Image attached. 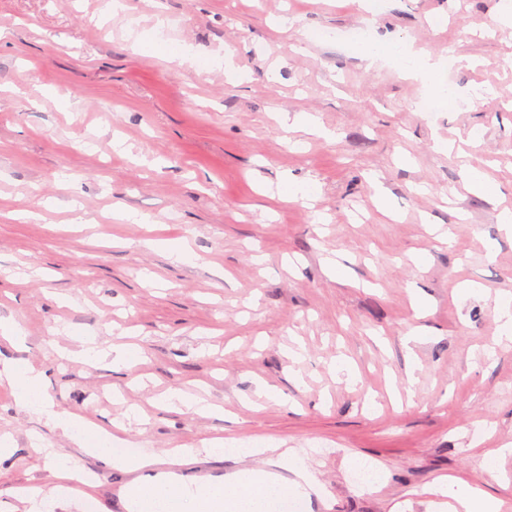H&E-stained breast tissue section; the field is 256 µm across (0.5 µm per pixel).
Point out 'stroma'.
Segmentation results:
<instances>
[{
    "label": "stroma",
    "mask_w": 512,
    "mask_h": 512,
    "mask_svg": "<svg viewBox=\"0 0 512 512\" xmlns=\"http://www.w3.org/2000/svg\"><path fill=\"white\" fill-rule=\"evenodd\" d=\"M104 8L0 0V318L27 330L23 346L0 340V363L40 369L57 411L105 428L141 415L122 440L162 460L211 436L270 445L199 454L179 465L187 476L304 451L319 490L301 512H444L424 489L445 475L512 512V453L495 473L482 466L484 453L512 445V343L496 342V298L512 294V235L499 222L512 210V28L500 0ZM362 28L447 59L459 103L428 115L418 101L429 83L387 63L366 68L349 40ZM284 112L317 116L327 137L284 131ZM117 138L127 157L114 154ZM439 138L454 149L436 152ZM470 168L492 180L495 201L466 188ZM285 179L318 194L316 207L281 201ZM377 181L389 212L375 203ZM79 210L93 231L75 224ZM447 226L449 247L433 234ZM149 239L193 256L175 261ZM78 335L137 344L143 358L130 373L60 358ZM339 361L349 373L333 370ZM266 388L280 400L263 398ZM171 389L222 411L170 405ZM5 431L0 512H24L10 488L52 487L58 465L91 484L77 512H121L137 473L105 468L0 386ZM363 463L383 471L381 484L352 482Z\"/></svg>",
    "instance_id": "stroma-1"
}]
</instances>
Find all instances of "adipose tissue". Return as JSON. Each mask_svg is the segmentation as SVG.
<instances>
[{
    "label": "adipose tissue",
    "instance_id": "1",
    "mask_svg": "<svg viewBox=\"0 0 512 512\" xmlns=\"http://www.w3.org/2000/svg\"><path fill=\"white\" fill-rule=\"evenodd\" d=\"M358 54L370 67L390 60L408 76L432 78V89L440 102H447L455 94L447 82L438 78L444 67L443 59L432 58L428 53L414 49L410 43L370 40L359 46ZM0 381L7 383L16 399H34L39 412L51 419L71 440L88 445L90 454L104 467L145 471L156 465V457L148 452L109 453L102 446L103 441L110 438L107 430L77 415L54 411L43 390L42 374L33 366L20 362L0 364ZM278 464L281 471L277 474L243 470L211 478L208 485L197 489L191 488L176 474H154L151 481L133 484L129 496L137 512H265L271 494L296 495L316 486L313 473L294 449H285ZM428 492L446 499L449 512H499L500 509L498 502L481 488L452 477L439 478Z\"/></svg>",
    "mask_w": 512,
    "mask_h": 512
}]
</instances>
